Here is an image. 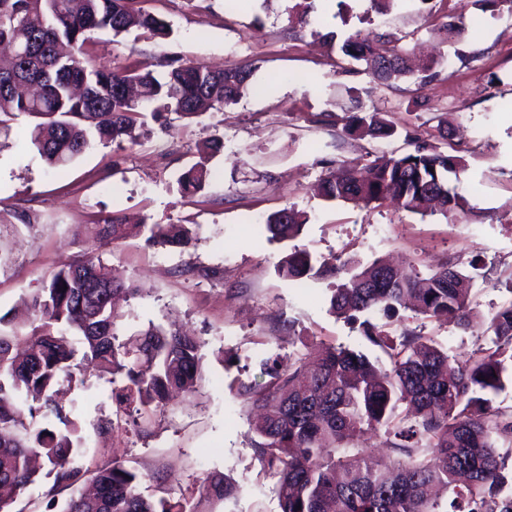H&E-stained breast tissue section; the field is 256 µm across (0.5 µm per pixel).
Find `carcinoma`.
<instances>
[{
    "instance_id": "obj_1",
    "label": "carcinoma",
    "mask_w": 512,
    "mask_h": 512,
    "mask_svg": "<svg viewBox=\"0 0 512 512\" xmlns=\"http://www.w3.org/2000/svg\"><path fill=\"white\" fill-rule=\"evenodd\" d=\"M484 13H512V0H467ZM134 0H0V44L17 56L0 66V116L35 120L31 144L53 166H65L96 143H136L146 112L198 117L258 90L247 62L220 71L191 61L165 63L159 78L147 63L136 70L106 69L81 61L93 34L132 28L155 37L168 24L133 7ZM448 40L462 33V15L442 24ZM344 56L363 61L381 81L434 77L433 65L415 71L394 45L375 52L357 32L341 46ZM137 84L141 100L128 102L121 91ZM83 94L74 96L71 88ZM348 135L388 138L397 128L381 112H359L343 125ZM412 150L399 157L344 168L322 182L327 201L356 204L393 199L410 213L429 209L446 216L467 201L450 185L464 171L462 159L427 140L406 134ZM211 171L200 162L179 179L195 193ZM306 218L291 208L263 218L259 234L284 242L299 235ZM148 240L161 247L185 248L200 238L198 224L144 226ZM282 279L300 283L318 274L309 252L293 249L277 265ZM109 276L112 295L138 289L109 269L95 252L61 262L41 288L27 295L40 324L24 333L0 318V512H15L25 490L45 477L49 493L70 489L59 512H203L193 499L158 496L146 477L123 461L96 470L95 491L79 490L87 479L84 426L67 394L83 385L74 361L98 376H109L116 415L138 414L148 421L163 410L172 390L193 393L204 378L205 342L197 336L150 325L120 338L112 306L96 302L103 292L93 282ZM511 293L492 314L485 333L491 346L469 358L448 355L433 337L410 329L394 336L384 326L361 321L363 336L387 358L374 364L362 353L321 345L320 362L309 368L299 357L282 368L261 362L264 383H239L233 391L256 410L251 439L257 460L276 479L281 512H512V407L493 396L504 388L512 365ZM330 309L337 316L380 310L387 318L412 300L414 311L436 322L466 330L472 306L470 278L445 264L423 275L389 268L374 260L331 288ZM383 438L393 463L379 467L357 435ZM45 457V475L31 465ZM239 488L224 475L206 478L199 497L223 501Z\"/></svg>"
}]
</instances>
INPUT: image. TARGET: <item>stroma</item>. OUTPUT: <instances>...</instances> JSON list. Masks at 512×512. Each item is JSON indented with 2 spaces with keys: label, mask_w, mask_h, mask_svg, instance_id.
Segmentation results:
<instances>
[{
  "label": "stroma",
  "mask_w": 512,
  "mask_h": 512,
  "mask_svg": "<svg viewBox=\"0 0 512 512\" xmlns=\"http://www.w3.org/2000/svg\"><path fill=\"white\" fill-rule=\"evenodd\" d=\"M300 2L139 0V9L169 24L167 37L103 30L86 47L96 66L152 60L161 75L168 60L211 70L246 61L255 80L275 79L270 92L193 120L166 112L147 117L137 144H98L61 168L31 144L32 118L15 117L0 130V215L11 222L0 234V317L25 321L22 297L41 288L60 262L94 247L138 288L121 306V336L154 323L201 337L204 381L195 393L174 395L145 433L129 425L96 430L114 406L111 384L95 372L71 397L84 420L85 468L124 459L160 475L161 490L174 495L224 474L240 492L213 512H280L275 480L254 455L248 410L233 385L260 380L263 359H292L321 342L370 349L358 323L331 313L332 277L300 288L278 276L290 248L328 268L381 257L426 273L453 262L472 274L482 317L506 299L501 283L512 276V13L464 11L458 0H396L380 14L371 0H313L308 25L297 29L289 18ZM459 11L464 33L451 44L441 25ZM357 31L374 46L386 34L400 38L412 59L434 60L435 79L387 86L363 70L339 73V43ZM356 108L383 112L397 134L346 135L343 119ZM409 131L458 150L467 169L456 190L468 210L424 217L389 201L323 199L319 186L329 173L408 153ZM215 138L224 148L208 162L209 181L197 193H180L178 175ZM287 206L307 215L302 233L289 244L258 238V219ZM115 219L117 232L95 246L98 230ZM134 224H199L203 231L194 246L163 249L131 232ZM369 319L396 333L421 329L460 359L485 341L481 325L465 332L409 309Z\"/></svg>",
  "instance_id": "1"
}]
</instances>
